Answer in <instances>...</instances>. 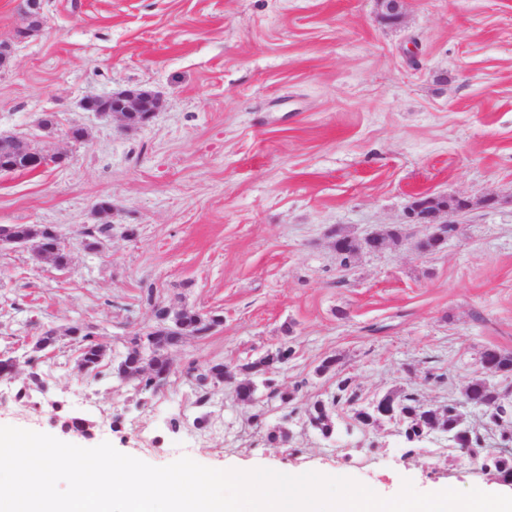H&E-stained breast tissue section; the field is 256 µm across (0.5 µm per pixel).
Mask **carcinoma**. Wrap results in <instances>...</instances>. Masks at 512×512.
<instances>
[{"label": "carcinoma", "instance_id": "carcinoma-1", "mask_svg": "<svg viewBox=\"0 0 512 512\" xmlns=\"http://www.w3.org/2000/svg\"><path fill=\"white\" fill-rule=\"evenodd\" d=\"M24 158L12 162L13 168L4 166L0 161V173L31 172L35 166L26 161L41 151L23 145ZM12 234L31 244L33 253L40 259H48L57 266L69 261V253L65 251L60 238L47 232L44 227L35 224H16ZM155 325L147 332L136 335L131 339V346L112 364V377L130 386L139 395L153 396L167 383L171 368L168 350L178 345L186 336H205L223 323L221 315L213 312H202L195 309L181 308L171 310L164 306H154ZM81 334L83 344L80 348V367L87 373L97 371L106 356V351L95 340L91 333H82V328L73 326L67 330V335ZM56 332L47 330L33 344L31 354L25 359L30 368V380L39 387L43 384L38 361L40 353L45 348H54ZM292 348L284 343L278 349L270 351L254 360H248L238 366L239 372L245 378L234 382L236 398L241 402L254 403L257 401L258 385L269 390L268 397L277 398L286 404L291 400V394L281 391L274 385L270 375L275 373L281 364L288 360V352ZM484 357L501 373L512 372V353L488 349ZM232 379L230 370L222 363L208 366L196 376V382L201 389L197 402L204 404L208 400V388ZM465 398L488 407L490 414L487 418L493 422L498 420L512 422V404H508L500 394L484 379H476L465 389ZM360 400L356 391L350 388L349 380L338 381L336 392L328 399H318L305 410L308 424L320 435L327 438L336 431L335 408L344 402L350 406ZM387 406L395 411L396 420L402 425L401 434L405 442L413 446L419 442L422 435L435 429L441 433L453 432L459 429L461 414L458 404H450L442 410H434L425 406L412 393L399 394L390 391L381 397ZM355 422L365 428L373 426L382 420L376 411V404L370 403L357 409L354 413ZM483 469L493 472L501 481L512 477V453L489 455L484 459Z\"/></svg>", "mask_w": 512, "mask_h": 512}]
</instances>
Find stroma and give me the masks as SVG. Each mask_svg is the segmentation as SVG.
Here are the masks:
<instances>
[{
	"label": "stroma",
	"instance_id": "stroma-1",
	"mask_svg": "<svg viewBox=\"0 0 512 512\" xmlns=\"http://www.w3.org/2000/svg\"><path fill=\"white\" fill-rule=\"evenodd\" d=\"M384 12L382 0H43L39 29L17 41L22 2L0 0V41L12 44L0 134L66 156L0 174V225L52 226L70 252L58 268L0 247V356L20 360L0 380V426L106 441L154 466L186 456L329 473L383 497L407 480L421 493H512L482 469L497 432L472 407L464 423L484 437L473 455L437 434L408 447L396 423L361 428L346 405L329 438L304 416L343 378L364 405L397 391L437 409L487 376L486 350L512 352V0H400L392 23ZM134 89L160 100L146 124L83 107ZM417 192L470 202L426 255L417 244L430 228L408 215ZM96 224L110 230L84 249ZM391 230L397 243L347 262L334 247L340 234ZM158 303L224 322L170 351L155 396L139 401L109 372L79 368L66 328L93 330L112 361ZM50 328L45 386L14 402L28 381L22 359ZM284 343L293 355L274 383L290 403L241 404L222 384L198 405L190 370L233 368ZM329 356L335 370L318 373ZM74 417L87 434L66 428ZM283 424L288 445L268 444Z\"/></svg>",
	"mask_w": 512,
	"mask_h": 512
}]
</instances>
